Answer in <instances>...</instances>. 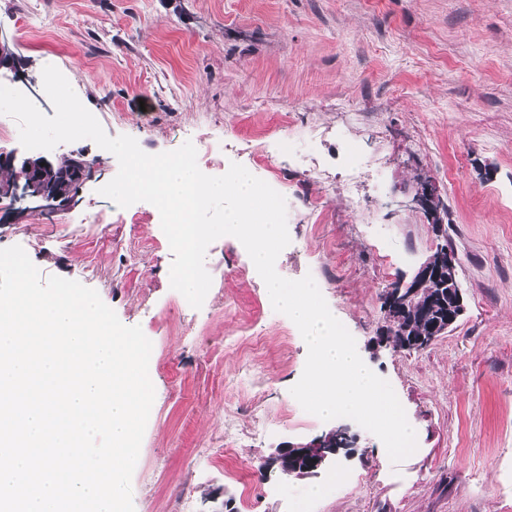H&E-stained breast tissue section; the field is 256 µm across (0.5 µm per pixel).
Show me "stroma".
Segmentation results:
<instances>
[{
    "label": "stroma",
    "instance_id": "obj_1",
    "mask_svg": "<svg viewBox=\"0 0 512 512\" xmlns=\"http://www.w3.org/2000/svg\"><path fill=\"white\" fill-rule=\"evenodd\" d=\"M0 26L26 75L12 88L55 66L109 136L147 153L189 141L218 175L246 164L238 144L260 134L268 165L301 190L285 196L277 272L312 275L417 434L395 464L351 419L304 411L290 389L307 345L248 253L228 235L212 242V285L191 307L170 287L156 207L100 195L118 163L90 140L63 143L48 159L84 154L94 177L56 213L1 206L0 248L22 246L41 278L95 289L150 339L135 512H512V0H0ZM425 179L433 216L412 201ZM443 241L461 259L463 315L427 348L374 346L383 294ZM254 322L264 339L251 367L235 341ZM342 425L357 441L334 469L361 484L314 497L324 476L259 475L279 444Z\"/></svg>",
    "mask_w": 512,
    "mask_h": 512
}]
</instances>
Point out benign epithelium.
<instances>
[{"instance_id":"1","label":"benign epithelium","mask_w":512,"mask_h":512,"mask_svg":"<svg viewBox=\"0 0 512 512\" xmlns=\"http://www.w3.org/2000/svg\"><path fill=\"white\" fill-rule=\"evenodd\" d=\"M10 72L13 78L20 77L21 70L13 52L9 49V36L0 28V79L4 73ZM0 165L16 170V177L11 181L0 182V199H8L14 204L32 205L34 208L53 213L74 202L77 188L89 181L95 174V165L78 153L71 157L69 176L72 177L76 190L67 195L59 193L57 184L61 175L54 170V164L44 157L20 156L15 151H0ZM435 198V186L425 182L417 189L415 201L432 210ZM460 265L458 254L447 248L438 249L437 255L430 256L417 269L408 281H398L382 298L383 312L386 321L376 333L375 342L389 343L396 331L395 320L403 305L416 301L425 294L424 286L432 281L448 279V294L453 299V307L448 309V316L434 321L428 331L418 337L403 338L401 346L411 349H422L429 346L438 337L448 333L457 323L464 311L462 291L457 280L453 277ZM349 438V429L341 426L329 433L306 444L292 445L285 443L276 449L274 455L268 458L264 465L269 468L281 462L290 453L296 455L301 467L294 470L298 476H314L330 468L336 463L339 449L346 447L345 439Z\"/></svg>"}]
</instances>
